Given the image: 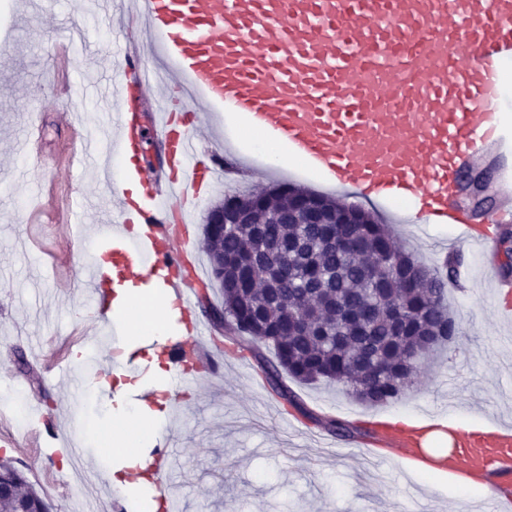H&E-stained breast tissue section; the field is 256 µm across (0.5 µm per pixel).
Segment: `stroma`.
Wrapping results in <instances>:
<instances>
[{
    "instance_id": "1",
    "label": "stroma",
    "mask_w": 512,
    "mask_h": 512,
    "mask_svg": "<svg viewBox=\"0 0 512 512\" xmlns=\"http://www.w3.org/2000/svg\"><path fill=\"white\" fill-rule=\"evenodd\" d=\"M0 10V387L24 390L26 405H40L68 434L72 447L84 448L71 420L101 424L108 415L102 397H84L78 411L67 405L70 390L56 378L55 365L84 376L107 375L105 336L87 317L84 289L78 288L97 218L75 210L72 222L56 217L57 206L88 197L105 203L113 194L101 175L112 158L98 153L80 176L65 164L71 133L59 120L64 107L46 78L59 73L78 89L77 113L106 111L92 88L112 74L109 44L114 30L131 43L142 36L140 19L125 8L106 12L99 0H7ZM45 127L40 159L25 162L16 141L35 120ZM228 171L190 215L202 235L209 205L225 195L261 191L291 180L336 196L337 190L291 164L269 173L261 157L228 151ZM56 191L55 205L32 223L19 201L38 191ZM406 206L388 202L372 211L389 224L398 242L433 268L460 257L448 305L464 322V334L451 350L431 362L397 403L370 407L337 383L283 382L296 395L287 402L267 384L259 358L274 350L252 347L218 333L203 347L206 357L223 361L224 372L206 377L196 395L179 385V372L165 364L160 381L170 384L177 403L165 435L176 442L171 488L183 512H495L486 495L452 481H433L410 467L411 443L419 424L440 428L460 423L451 434L512 428V301L500 304L494 280L506 257L501 226L475 220L476 233H491L493 248L472 252L455 241L444 224H403ZM454 246H447V239ZM81 348L83 362L71 358ZM350 431H330V420ZM11 457L52 512H72L71 488L64 475L74 457H48L25 425L0 418V456Z\"/></svg>"
}]
</instances>
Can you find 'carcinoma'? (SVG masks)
<instances>
[{
  "label": "carcinoma",
  "instance_id": "obj_1",
  "mask_svg": "<svg viewBox=\"0 0 512 512\" xmlns=\"http://www.w3.org/2000/svg\"><path fill=\"white\" fill-rule=\"evenodd\" d=\"M316 211L313 224L285 223L268 203L287 195L261 192L234 199L252 206L253 223L224 230L204 225L210 274L221 304L206 302L214 325L249 343L275 350L260 367L269 386L288 402L283 374L300 382L336 381L368 406L399 401L422 363L463 333L448 311L454 269L430 270L398 246L363 209L302 190ZM340 230L357 247L330 241ZM295 256L302 288H282L270 257ZM0 512H51L14 461L0 457Z\"/></svg>",
  "mask_w": 512,
  "mask_h": 512
}]
</instances>
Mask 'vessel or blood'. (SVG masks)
<instances>
[{"label": "vessel or blood", "mask_w": 512, "mask_h": 512, "mask_svg": "<svg viewBox=\"0 0 512 512\" xmlns=\"http://www.w3.org/2000/svg\"><path fill=\"white\" fill-rule=\"evenodd\" d=\"M145 25L142 51L120 46L118 82L97 84L111 103L114 222L99 225L101 246L134 281H153L171 296L182 328L162 352L174 366L199 351L209 328L197 314L184 259L196 253L190 225L172 228L169 213L209 196L223 170L221 154L199 161L196 134L207 112L244 114L284 142L327 181L369 197L413 203L416 224H452L468 234L459 177L477 163L497 173L499 206L512 214V110L501 75L512 67V0H135ZM161 64L162 88L148 74ZM182 88L181 108L167 84ZM153 89V138L162 167L130 169L127 102ZM67 166L89 156L83 129L72 126ZM87 297L112 312L115 285L97 260L85 266ZM442 465L495 476L494 502L511 498L512 433L490 432L458 443ZM169 448L147 462L154 500L173 512Z\"/></svg>", "instance_id": "b4317fda"}]
</instances>
